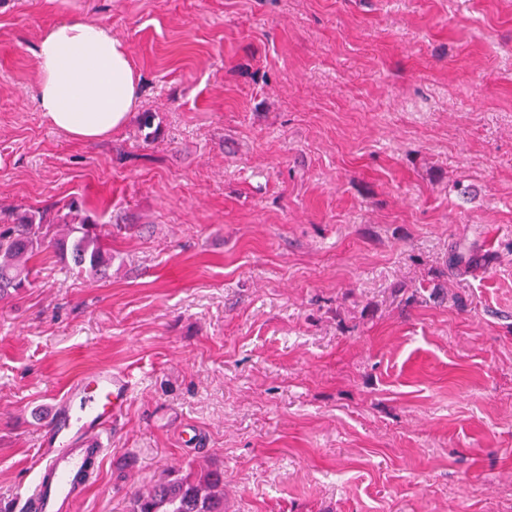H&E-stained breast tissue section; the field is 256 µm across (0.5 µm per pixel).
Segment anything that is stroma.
<instances>
[{
    "mask_svg": "<svg viewBox=\"0 0 512 512\" xmlns=\"http://www.w3.org/2000/svg\"><path fill=\"white\" fill-rule=\"evenodd\" d=\"M72 18L139 77L91 144L33 100ZM73 198L127 230L0 302V512L100 366L133 397L73 512L202 464L232 512H512V0H0V211Z\"/></svg>",
    "mask_w": 512,
    "mask_h": 512,
    "instance_id": "35a3bbf8",
    "label": "stroma"
}]
</instances>
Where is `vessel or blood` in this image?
Returning <instances> with one entry per match:
<instances>
[{
	"instance_id": "1",
	"label": "vessel or blood",
	"mask_w": 512,
	"mask_h": 512,
	"mask_svg": "<svg viewBox=\"0 0 512 512\" xmlns=\"http://www.w3.org/2000/svg\"><path fill=\"white\" fill-rule=\"evenodd\" d=\"M132 394L130 378L108 366L70 386L41 437L39 473L25 507L71 512L84 489V476L101 463L104 432L126 412Z\"/></svg>"
}]
</instances>
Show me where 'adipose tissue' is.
I'll use <instances>...</instances> for the list:
<instances>
[{
  "mask_svg": "<svg viewBox=\"0 0 512 512\" xmlns=\"http://www.w3.org/2000/svg\"><path fill=\"white\" fill-rule=\"evenodd\" d=\"M33 53L35 101L49 124L93 143L123 127L139 103V77L126 46L105 26L72 19L41 35Z\"/></svg>",
  "mask_w": 512,
  "mask_h": 512,
  "instance_id": "ef3b65f1",
  "label": "adipose tissue"
}]
</instances>
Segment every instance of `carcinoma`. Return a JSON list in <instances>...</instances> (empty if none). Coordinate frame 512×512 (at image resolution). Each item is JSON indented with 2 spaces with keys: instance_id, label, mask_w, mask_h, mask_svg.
Returning <instances> with one entry per match:
<instances>
[{
  "instance_id": "cac0c4a2",
  "label": "carcinoma",
  "mask_w": 512,
  "mask_h": 512,
  "mask_svg": "<svg viewBox=\"0 0 512 512\" xmlns=\"http://www.w3.org/2000/svg\"><path fill=\"white\" fill-rule=\"evenodd\" d=\"M53 218L13 212L0 224V301L19 295L29 286V262L52 250L62 260L92 276H106L112 266V229L79 214L78 206ZM129 512H224V471L189 470L135 493Z\"/></svg>"
}]
</instances>
